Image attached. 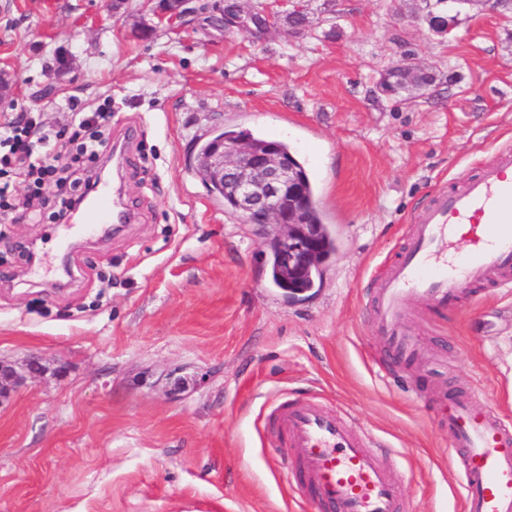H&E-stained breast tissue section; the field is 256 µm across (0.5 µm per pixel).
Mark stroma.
Masks as SVG:
<instances>
[{"instance_id":"35a3bbf8","label":"stroma","mask_w":512,"mask_h":512,"mask_svg":"<svg viewBox=\"0 0 512 512\" xmlns=\"http://www.w3.org/2000/svg\"><path fill=\"white\" fill-rule=\"evenodd\" d=\"M299 37L206 21L131 35L138 0H0V122L67 127L74 98L112 109L128 150L112 183L134 212L108 237L0 224V359L40 377L0 400V512H317L286 481L272 401L315 398L370 439L408 512H463L445 394L512 426V287L415 302L422 353L390 360L373 282L414 213L512 146V11L464 6L440 41L421 0H310ZM70 59L55 77L54 56ZM428 94L375 86L407 59ZM224 129L287 143L337 240L319 288L270 284L271 227L245 224L194 171Z\"/></svg>"}]
</instances>
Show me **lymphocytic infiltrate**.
<instances>
[{
  "instance_id": "obj_1",
  "label": "lymphocytic infiltrate",
  "mask_w": 512,
  "mask_h": 512,
  "mask_svg": "<svg viewBox=\"0 0 512 512\" xmlns=\"http://www.w3.org/2000/svg\"><path fill=\"white\" fill-rule=\"evenodd\" d=\"M67 106L73 130L67 140L55 141L51 131L21 111L0 123V165L13 168L28 184L22 205L36 218L65 222L93 189L89 169L108 145L112 123L110 108H80L76 100Z\"/></svg>"
}]
</instances>
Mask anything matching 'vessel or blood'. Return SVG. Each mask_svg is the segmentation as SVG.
I'll return each instance as SVG.
<instances>
[{"label":"vessel or blood","mask_w":512,"mask_h":512,"mask_svg":"<svg viewBox=\"0 0 512 512\" xmlns=\"http://www.w3.org/2000/svg\"><path fill=\"white\" fill-rule=\"evenodd\" d=\"M130 220L121 199L103 186L64 234ZM460 241L466 248L459 253ZM484 284L512 285L511 146L476 175L436 192L407 225L400 252L373 289L374 324L389 356L405 368L420 359L404 326L412 301L446 308L466 287ZM270 422L280 446L301 461L299 487L319 512H403L396 484L348 416L307 398L275 404ZM448 430L465 512H512V427L452 395Z\"/></svg>","instance_id":"vessel-or-blood-1"}]
</instances>
